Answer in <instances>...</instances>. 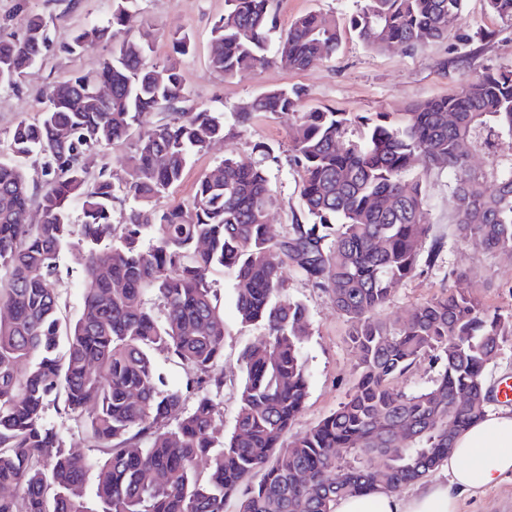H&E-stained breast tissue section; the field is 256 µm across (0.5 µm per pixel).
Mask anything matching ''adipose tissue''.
<instances>
[{"mask_svg":"<svg viewBox=\"0 0 512 512\" xmlns=\"http://www.w3.org/2000/svg\"><path fill=\"white\" fill-rule=\"evenodd\" d=\"M444 465L448 479L402 496L376 492L340 499L335 512H458L462 494L512 477V414L486 415L459 434Z\"/></svg>","mask_w":512,"mask_h":512,"instance_id":"obj_1","label":"adipose tissue"}]
</instances>
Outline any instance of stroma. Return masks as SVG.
Listing matches in <instances>:
<instances>
[{
    "instance_id": "35a3bbf8",
    "label": "stroma",
    "mask_w": 512,
    "mask_h": 512,
    "mask_svg": "<svg viewBox=\"0 0 512 512\" xmlns=\"http://www.w3.org/2000/svg\"><path fill=\"white\" fill-rule=\"evenodd\" d=\"M360 5L361 0H272L278 31H285L299 15L319 12L342 28L340 47L302 70L275 64L227 80L208 64L211 27L224 13V0H137L127 23L130 32L159 30L152 54L157 63L173 53L171 34L189 33L194 50L181 62L186 96L190 104L207 107L224 119V140L191 157L182 181L158 200V207L185 202L198 178L232 153L265 169L274 199L269 221L275 236L285 235L304 212L302 180L289 151L288 119L274 112H258L240 125L234 117L239 106L268 90L299 86L306 91L304 107L308 110L364 115L403 112L415 103L455 93L484 72L512 67V24L493 15L485 0H465L464 19L449 30L447 38L415 49L392 46L374 50L350 34L348 21ZM111 11L112 0H0V37L22 38L26 19L34 12L46 18L49 32L42 61L23 78L20 88L0 87V151L5 150L8 134L20 119L38 118L45 105L42 92L46 87L97 69L108 46L95 43L72 55L63 47V32L105 21ZM413 173L423 181L425 219L431 235L444 246L433 262L420 264L415 274L394 290L388 302L373 313V320L399 324L413 308L448 290L464 291L476 296L485 308L512 313V257L488 253L456 237L447 171H428L418 164ZM59 270L63 313L77 318L83 303V262L78 253L63 252ZM281 272L285 296L306 307L310 322V334L302 348L309 387L305 407L288 433L294 439L346 400L357 372L350 325L328 291L313 286L289 262H282ZM209 282L224 307V395L219 411L229 433L237 414L236 389L243 380L240 355L266 331L241 323L231 275L216 269Z\"/></svg>"
}]
</instances>
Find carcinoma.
Returning <instances> with one entry per match:
<instances>
[{
    "instance_id": "1",
    "label": "carcinoma",
    "mask_w": 512,
    "mask_h": 512,
    "mask_svg": "<svg viewBox=\"0 0 512 512\" xmlns=\"http://www.w3.org/2000/svg\"><path fill=\"white\" fill-rule=\"evenodd\" d=\"M134 2L112 0L106 24L64 31L73 54L99 42L112 50L95 71L48 88L49 105L38 119L18 121L9 157L0 159V309L7 311L0 314V488L12 490L0 496V512H224L230 499L237 512H334L343 496L398 493L419 482L445 460L455 436L485 416L492 395L484 370L512 334V314L450 291L395 329L369 315L415 273L430 234L422 179L408 177L419 159L452 175L460 239L512 255V158L489 170L473 161L481 131L512 134V70L489 71L406 112L363 116L358 140L347 136L352 115L304 110L301 87L240 106L242 125L255 112L291 119L308 222L276 239L264 169L234 156L215 166L218 175H201L187 203L156 207L190 156L224 139V121L183 106L189 35L171 36L174 55L158 64L149 60L157 33L124 29ZM463 3L362 0L351 29L371 49L416 48L459 25ZM487 3L512 23V0ZM276 27L271 0H225L209 66L227 80L272 63L301 70L341 42L340 28L317 12L292 21L272 50ZM45 48L46 22L32 13L22 39L0 38V87H17ZM99 83L111 95L95 102ZM164 110L167 122L138 134L125 183L84 167L87 153L128 140L143 114ZM32 156L46 177L41 185L24 168ZM118 192L133 206L116 214ZM36 193L40 219L32 224ZM75 203L78 224L70 220ZM69 247L84 261L83 309L73 321L62 315L58 292V259ZM281 256L328 290L351 324L357 359L346 401L286 448L308 392L302 344L310 322L304 305L282 294ZM216 268L236 280L241 322L268 330L242 352L245 377L228 436L217 402L224 314L208 282ZM157 349L182 367V387H166ZM426 356L439 367L432 384L397 390L394 381ZM51 408L102 456L74 455L47 421ZM397 426L407 441H392ZM202 459L205 476L196 468ZM91 470L97 489L89 501Z\"/></svg>"
}]
</instances>
